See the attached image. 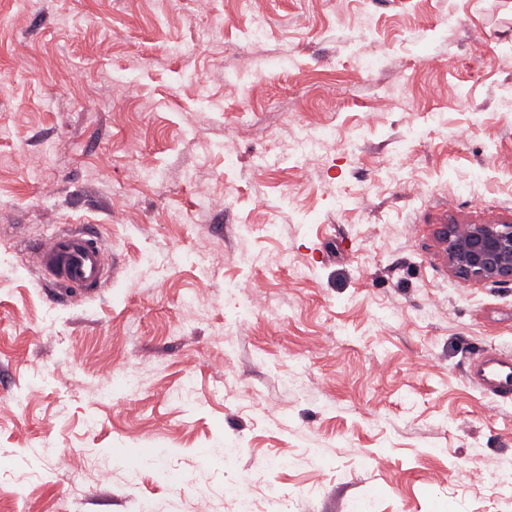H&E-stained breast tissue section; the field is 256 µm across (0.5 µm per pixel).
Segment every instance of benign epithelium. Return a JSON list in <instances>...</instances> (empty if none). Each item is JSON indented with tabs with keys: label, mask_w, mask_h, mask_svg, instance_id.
Segmentation results:
<instances>
[{
	"label": "benign epithelium",
	"mask_w": 512,
	"mask_h": 512,
	"mask_svg": "<svg viewBox=\"0 0 512 512\" xmlns=\"http://www.w3.org/2000/svg\"><path fill=\"white\" fill-rule=\"evenodd\" d=\"M448 267L459 278L512 284V224H448Z\"/></svg>",
	"instance_id": "benign-epithelium-1"
}]
</instances>
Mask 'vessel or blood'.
Instances as JSON below:
<instances>
[{
  "mask_svg": "<svg viewBox=\"0 0 512 512\" xmlns=\"http://www.w3.org/2000/svg\"><path fill=\"white\" fill-rule=\"evenodd\" d=\"M31 253L46 285L62 297L94 295L110 277L104 242L87 226L34 240ZM467 377L492 397L512 401V353L474 356Z\"/></svg>",
  "mask_w": 512,
  "mask_h": 512,
  "instance_id": "vessel-or-blood-1",
  "label": "vessel or blood"
}]
</instances>
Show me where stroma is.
<instances>
[{"label":"stroma","instance_id":"1","mask_svg":"<svg viewBox=\"0 0 512 512\" xmlns=\"http://www.w3.org/2000/svg\"><path fill=\"white\" fill-rule=\"evenodd\" d=\"M441 204L512 208V0H0V512H512L466 376L512 287ZM79 225L112 280L58 303L28 246ZM512 212L481 223L452 219L445 225L451 271L467 281L512 284Z\"/></svg>","mask_w":512,"mask_h":512}]
</instances>
